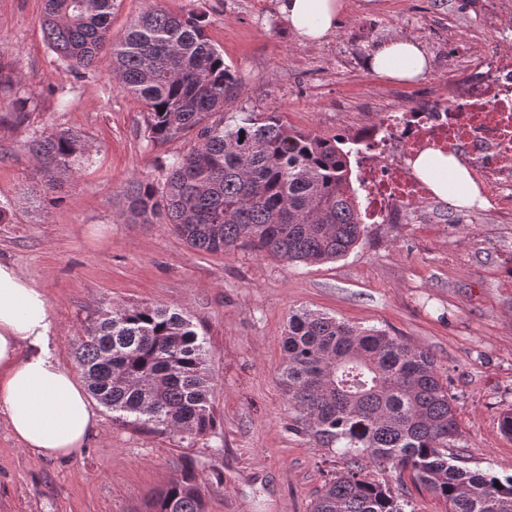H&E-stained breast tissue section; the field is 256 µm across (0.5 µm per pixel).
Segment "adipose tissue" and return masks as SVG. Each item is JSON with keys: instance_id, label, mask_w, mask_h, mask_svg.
<instances>
[{"instance_id": "1", "label": "adipose tissue", "mask_w": 512, "mask_h": 512, "mask_svg": "<svg viewBox=\"0 0 512 512\" xmlns=\"http://www.w3.org/2000/svg\"><path fill=\"white\" fill-rule=\"evenodd\" d=\"M342 0H281L280 10L299 39L316 44L330 36ZM379 77L412 81L427 68L415 38L375 50L368 60ZM434 195L459 206L484 204L480 187L454 156L428 150L412 164ZM54 325L44 293L10 263L0 262V413L19 444L49 458H65L91 437L97 413L86 387L49 346Z\"/></svg>"}]
</instances>
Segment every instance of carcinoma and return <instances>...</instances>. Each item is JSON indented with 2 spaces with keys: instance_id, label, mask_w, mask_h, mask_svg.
I'll return each instance as SVG.
<instances>
[{
  "instance_id": "obj_1",
  "label": "carcinoma",
  "mask_w": 512,
  "mask_h": 512,
  "mask_svg": "<svg viewBox=\"0 0 512 512\" xmlns=\"http://www.w3.org/2000/svg\"><path fill=\"white\" fill-rule=\"evenodd\" d=\"M115 0H45L47 45L71 72L106 61L121 87L146 111L154 143L188 138L168 158L164 181H130L126 211L135 224L157 217L189 247L219 252L247 245L290 265L333 261L367 231L352 184L351 138L292 128L273 112L220 115L241 90L206 33L203 13L172 15L151 7L119 39ZM24 119L32 98L0 67V87ZM27 148L48 189L74 175L88 148L73 131L34 132ZM279 374L288 429L335 447L344 467L325 481L312 512H405L408 501L364 474L369 463L409 472L414 486L445 512H512V475L462 465L461 432L433 357L375 328L298 310L288 317ZM88 389L120 419L190 436L216 428L208 350L190 320L163 307L103 312L79 337ZM147 512H207L192 466L179 469Z\"/></svg>"
}]
</instances>
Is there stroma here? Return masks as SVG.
Listing matches in <instances>:
<instances>
[{
  "mask_svg": "<svg viewBox=\"0 0 512 512\" xmlns=\"http://www.w3.org/2000/svg\"><path fill=\"white\" fill-rule=\"evenodd\" d=\"M344 2L334 34L317 45L299 42L280 0H116L112 35L153 5L205 13L208 36L244 85L225 115L277 112L295 129L329 137L354 130L395 86L366 65L337 61V46L357 31L353 0ZM361 2L391 13L370 36L373 48L401 28L431 47L468 33L455 20L456 0ZM43 12L44 0H0V66L34 99L19 123L0 94V205L9 212L0 260L45 294L50 347L72 371L79 337L105 310L150 305L189 319L209 349L217 427L204 436L161 432L101 406L92 437L61 460L22 448L0 414V512H145L150 494L190 462L208 512H310L342 460L288 429L279 374L288 316L298 309L429 352L455 397L469 468L512 473V438L499 429L512 410V223L478 215L463 224L460 207L448 203L445 221L372 224L346 256L307 266L247 246L200 252L163 220L131 223L127 184L160 180L167 156L190 144L149 141L143 107L108 64L75 78L43 38ZM67 129L87 140L90 161L49 205L27 140Z\"/></svg>",
  "mask_w": 512,
  "mask_h": 512,
  "instance_id": "obj_1",
  "label": "stroma"
}]
</instances>
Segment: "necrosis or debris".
<instances>
[{
	"label": "necrosis or debris",
	"mask_w": 512,
	"mask_h": 512,
	"mask_svg": "<svg viewBox=\"0 0 512 512\" xmlns=\"http://www.w3.org/2000/svg\"><path fill=\"white\" fill-rule=\"evenodd\" d=\"M470 36L450 38L444 86L415 93L411 103H393L372 114L354 133L363 147L356 158L363 221L400 224L418 202H433L412 163L423 151L451 154L482 189L486 213L512 210V0H486L468 14ZM493 32L501 45L481 40Z\"/></svg>",
	"instance_id": "4bbe7bcc"
}]
</instances>
